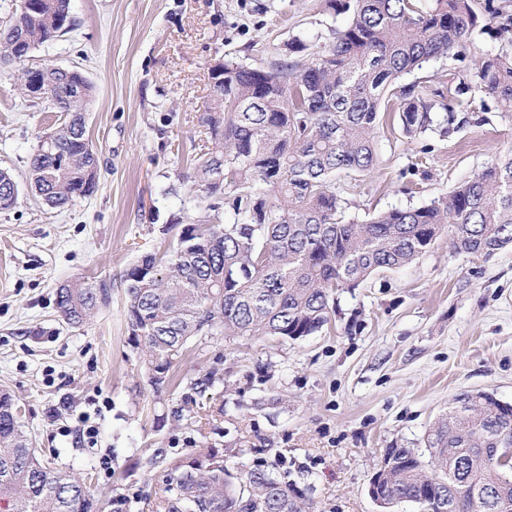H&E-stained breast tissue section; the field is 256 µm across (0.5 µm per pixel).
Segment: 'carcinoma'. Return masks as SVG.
I'll list each match as a JSON object with an SVG mask.
<instances>
[{
    "mask_svg": "<svg viewBox=\"0 0 512 512\" xmlns=\"http://www.w3.org/2000/svg\"><path fill=\"white\" fill-rule=\"evenodd\" d=\"M0 27V61L22 63L9 42L24 30L37 48L63 35L70 0H37ZM476 0H355L328 48L284 60L263 74L224 61V90L208 95L199 116L212 147L199 157L197 183L222 224H190L162 255H145L124 274L125 318L152 386L170 383L189 345L213 336H311L336 314V294L423 256L446 233L456 251L489 257L512 247V146L471 178L419 207L394 208L364 222L345 218L336 176H366L378 164L377 130L395 112L408 138L456 132L471 122L421 81L401 79L471 40ZM500 38L512 44V14L486 7ZM49 103L67 120L39 138L28 185L51 208L98 187L99 150L86 133L95 87L79 70L47 69ZM491 98L512 118V52L478 53L453 96ZM18 188L0 168V201L11 209ZM106 284L56 289L55 305L72 326L107 305ZM512 404L494 394H459L435 421L426 450L391 448L373 486L393 512L423 493L433 512H512ZM84 479L40 457L15 399L0 388V512H95ZM305 493L276 468L256 463L233 477L224 459L175 462L156 512H307Z\"/></svg>",
    "mask_w": 512,
    "mask_h": 512,
    "instance_id": "1",
    "label": "carcinoma"
}]
</instances>
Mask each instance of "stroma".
<instances>
[{"mask_svg": "<svg viewBox=\"0 0 512 512\" xmlns=\"http://www.w3.org/2000/svg\"><path fill=\"white\" fill-rule=\"evenodd\" d=\"M354 0H71L70 32L28 63L79 68L95 86L86 117L98 188L62 209L24 181L39 135L62 115L23 97L0 66V167L20 190L0 211V385L15 396L40 455L86 478L98 512H153L172 461L224 456L275 465L315 512H380L368 488L387 449L424 451L429 428L463 392L512 403V250L456 252L448 236L412 264L340 291L336 323L296 341L216 337L190 345L168 387L150 385L128 339L124 283L140 256L163 254L188 224H220L193 178L199 123L218 59L267 68L301 40L328 45ZM495 32L431 62L421 81L447 93ZM413 139L387 123L380 161L342 176L346 218L420 206L512 146V119ZM106 283L86 324L63 323L55 289ZM215 384H207L210 374ZM93 426L94 439L83 436Z\"/></svg>", "mask_w": 512, "mask_h": 512, "instance_id": "1", "label": "stroma"}]
</instances>
